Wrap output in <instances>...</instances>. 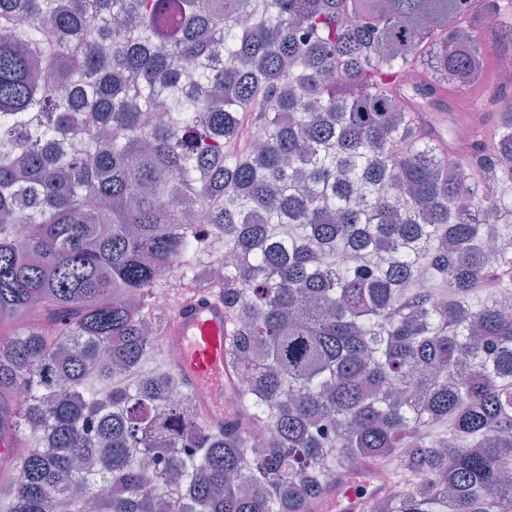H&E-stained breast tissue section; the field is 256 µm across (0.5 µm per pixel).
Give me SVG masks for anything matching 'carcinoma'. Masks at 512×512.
Instances as JSON below:
<instances>
[{
	"instance_id": "1",
	"label": "carcinoma",
	"mask_w": 512,
	"mask_h": 512,
	"mask_svg": "<svg viewBox=\"0 0 512 512\" xmlns=\"http://www.w3.org/2000/svg\"><path fill=\"white\" fill-rule=\"evenodd\" d=\"M502 44L512 0H0V512H313L388 465L364 512H512V112L453 162L404 100ZM193 288L222 432L139 372ZM15 444L4 415L3 424L0 430V474L7 477L15 472V461L10 448Z\"/></svg>"
}]
</instances>
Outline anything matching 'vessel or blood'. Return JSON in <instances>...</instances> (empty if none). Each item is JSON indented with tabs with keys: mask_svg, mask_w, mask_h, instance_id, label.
I'll use <instances>...</instances> for the list:
<instances>
[{
	"mask_svg": "<svg viewBox=\"0 0 512 512\" xmlns=\"http://www.w3.org/2000/svg\"><path fill=\"white\" fill-rule=\"evenodd\" d=\"M227 322L224 304L204 290L178 303L164 336L168 361L180 385L196 394V406L209 427L223 429L228 420L224 396L233 388V374L224 360V338ZM14 437L9 428L0 429V475L15 471L11 453ZM362 490L351 487L344 493L331 495L323 512H358Z\"/></svg>",
	"mask_w": 512,
	"mask_h": 512,
	"instance_id": "b4317fda",
	"label": "vessel or blood"
}]
</instances>
